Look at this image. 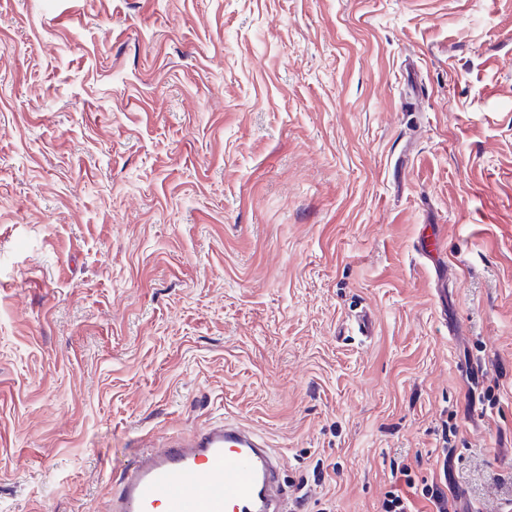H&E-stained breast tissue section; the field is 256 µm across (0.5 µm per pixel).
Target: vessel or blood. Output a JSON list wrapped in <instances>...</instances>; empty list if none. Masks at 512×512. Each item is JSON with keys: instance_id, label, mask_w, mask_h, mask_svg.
<instances>
[{"instance_id": "obj_1", "label": "vessel or blood", "mask_w": 512, "mask_h": 512, "mask_svg": "<svg viewBox=\"0 0 512 512\" xmlns=\"http://www.w3.org/2000/svg\"><path fill=\"white\" fill-rule=\"evenodd\" d=\"M279 463L264 440L219 422L129 460L103 512H282Z\"/></svg>"}]
</instances>
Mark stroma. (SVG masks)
Wrapping results in <instances>:
<instances>
[{
    "mask_svg": "<svg viewBox=\"0 0 512 512\" xmlns=\"http://www.w3.org/2000/svg\"><path fill=\"white\" fill-rule=\"evenodd\" d=\"M221 418L512 505V0H0V512Z\"/></svg>",
    "mask_w": 512,
    "mask_h": 512,
    "instance_id": "obj_1",
    "label": "stroma"
}]
</instances>
